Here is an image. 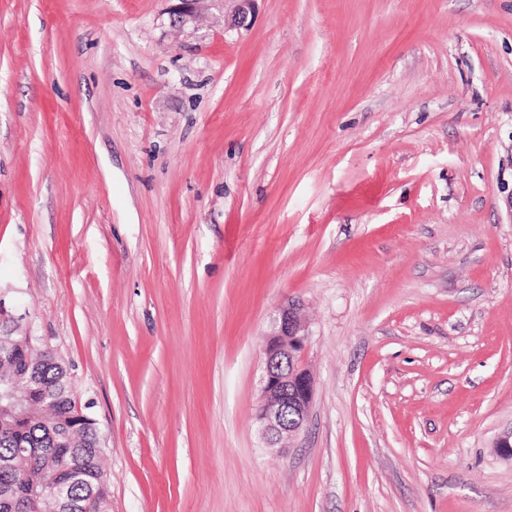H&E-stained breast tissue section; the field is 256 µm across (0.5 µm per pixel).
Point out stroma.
<instances>
[{
  "label": "stroma",
  "mask_w": 512,
  "mask_h": 512,
  "mask_svg": "<svg viewBox=\"0 0 512 512\" xmlns=\"http://www.w3.org/2000/svg\"><path fill=\"white\" fill-rule=\"evenodd\" d=\"M0 0V328L109 512H512V0ZM314 399L267 445L270 319ZM177 2L171 8V15L175 23L186 25L193 21L203 10L221 4L224 9L226 2L234 3L231 22L234 27H245L255 0H170Z\"/></svg>",
  "instance_id": "1"
}]
</instances>
